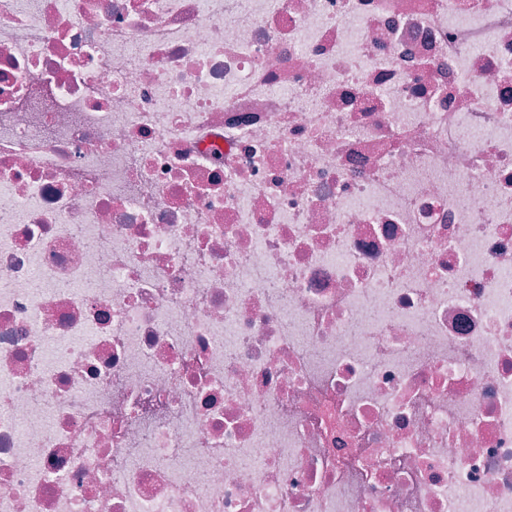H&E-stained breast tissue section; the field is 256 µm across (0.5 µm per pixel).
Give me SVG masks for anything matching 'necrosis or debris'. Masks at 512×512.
<instances>
[{
    "label": "necrosis or debris",
    "instance_id": "obj_1",
    "mask_svg": "<svg viewBox=\"0 0 512 512\" xmlns=\"http://www.w3.org/2000/svg\"><path fill=\"white\" fill-rule=\"evenodd\" d=\"M0 512H512V0H0Z\"/></svg>",
    "mask_w": 512,
    "mask_h": 512
}]
</instances>
